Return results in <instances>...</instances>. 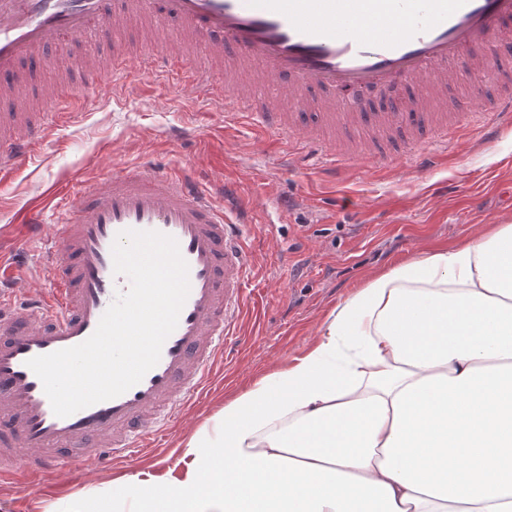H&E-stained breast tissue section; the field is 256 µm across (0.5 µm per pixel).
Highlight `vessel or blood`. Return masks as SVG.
<instances>
[{
	"mask_svg": "<svg viewBox=\"0 0 512 512\" xmlns=\"http://www.w3.org/2000/svg\"><path fill=\"white\" fill-rule=\"evenodd\" d=\"M128 19L173 26L194 48L190 77L223 106L225 122L244 116L295 140L334 175L357 159L391 166L396 134L415 146L419 168L433 170L449 132L475 111L490 116L484 138L512 125V67L503 62L512 44L497 41L512 0H0V179L82 94L78 85L49 90L39 111L23 109L22 69L92 29L111 42ZM310 105L315 120L301 121ZM58 207L53 233L26 219L29 239L52 257L46 293L16 301L3 289L14 266L0 264V479L25 449L35 450L37 473L144 452L211 381L250 304L257 228L237 184L181 167L123 169L62 195ZM127 230L177 241L190 282L177 327L137 385L56 416L26 362L85 341L127 291L112 256Z\"/></svg>",
	"mask_w": 512,
	"mask_h": 512,
	"instance_id": "1",
	"label": "vessel or blood"
}]
</instances>
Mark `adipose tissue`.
Masks as SVG:
<instances>
[{
	"label": "adipose tissue",
	"mask_w": 512,
	"mask_h": 512,
	"mask_svg": "<svg viewBox=\"0 0 512 512\" xmlns=\"http://www.w3.org/2000/svg\"><path fill=\"white\" fill-rule=\"evenodd\" d=\"M181 446L69 512H512V224L371 278Z\"/></svg>",
	"instance_id": "adipose-tissue-1"
}]
</instances>
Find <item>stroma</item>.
<instances>
[{
    "instance_id": "stroma-1",
    "label": "stroma",
    "mask_w": 512,
    "mask_h": 512,
    "mask_svg": "<svg viewBox=\"0 0 512 512\" xmlns=\"http://www.w3.org/2000/svg\"><path fill=\"white\" fill-rule=\"evenodd\" d=\"M170 36L131 20L115 45L86 40L71 54L108 62ZM61 78L83 84L80 102L36 141L21 169L0 181V251L16 261L18 284L42 290L50 279L40 244L24 242L18 232L22 210L39 206L45 231H53L55 194L150 161L225 178L257 198L254 219L263 237L252 286L263 300L252 305L240 345L154 452L109 470L85 461L67 475L19 468L0 482V512H36L40 505L62 512L70 495L149 466H173L185 434L251 380L307 351L327 314L369 276L415 253L453 248L512 217V128L485 144L480 131L459 132L447 158L429 172L416 169L407 153L395 171L360 162L331 180L317 166L280 170L279 154H294L298 144L247 122L225 125L205 97L168 87L162 72L147 79L135 69L98 78L64 74L56 49L48 48L31 82L49 87Z\"/></svg>"
}]
</instances>
